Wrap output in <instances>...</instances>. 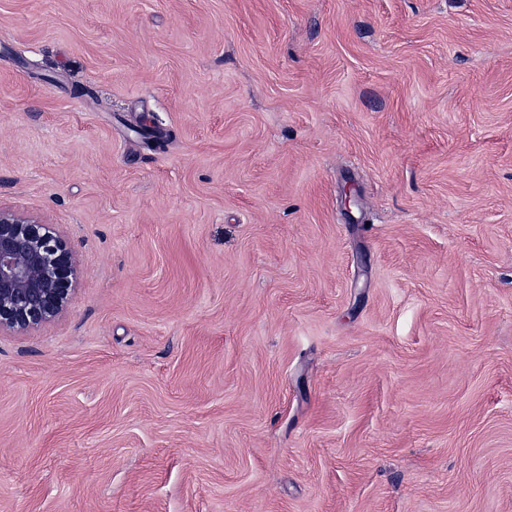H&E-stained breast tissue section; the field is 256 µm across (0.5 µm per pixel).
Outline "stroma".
<instances>
[{
	"instance_id": "stroma-1",
	"label": "stroma",
	"mask_w": 512,
	"mask_h": 512,
	"mask_svg": "<svg viewBox=\"0 0 512 512\" xmlns=\"http://www.w3.org/2000/svg\"><path fill=\"white\" fill-rule=\"evenodd\" d=\"M0 512H512V0H0ZM77 275L52 224L0 207V332L27 333L59 317Z\"/></svg>"
}]
</instances>
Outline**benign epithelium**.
<instances>
[{
    "label": "benign epithelium",
    "instance_id": "7a95c632",
    "mask_svg": "<svg viewBox=\"0 0 512 512\" xmlns=\"http://www.w3.org/2000/svg\"><path fill=\"white\" fill-rule=\"evenodd\" d=\"M77 275L53 225L0 207V332L27 333L59 317Z\"/></svg>",
    "mask_w": 512,
    "mask_h": 512
}]
</instances>
